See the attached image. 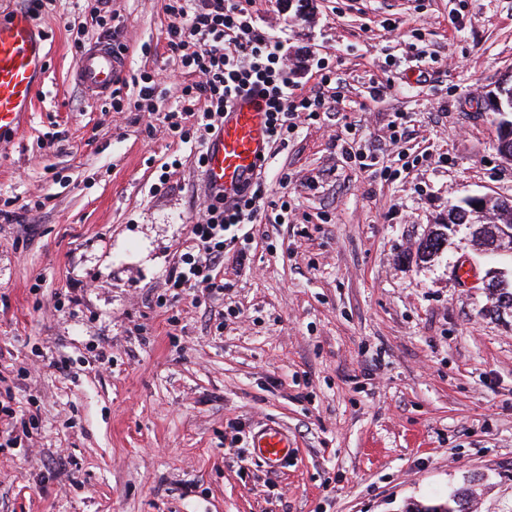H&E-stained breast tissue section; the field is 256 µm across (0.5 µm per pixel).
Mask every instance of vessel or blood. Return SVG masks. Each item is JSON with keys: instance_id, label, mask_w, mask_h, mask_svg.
Segmentation results:
<instances>
[{"instance_id": "b4317fda", "label": "vessel or blood", "mask_w": 512, "mask_h": 512, "mask_svg": "<svg viewBox=\"0 0 512 512\" xmlns=\"http://www.w3.org/2000/svg\"><path fill=\"white\" fill-rule=\"evenodd\" d=\"M47 57L45 37L24 11L0 19V136L15 133L22 113L30 111L36 84ZM121 71L110 46L89 50L78 62L79 82L98 97L108 95ZM263 99L241 94L224 113V121L206 148L207 179L212 192L233 204L241 186L269 153ZM251 454L268 468H278L288 457L287 438L275 428L254 437Z\"/></svg>"}]
</instances>
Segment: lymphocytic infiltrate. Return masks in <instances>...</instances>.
<instances>
[{"label": "lymphocytic infiltrate", "mask_w": 512, "mask_h": 512, "mask_svg": "<svg viewBox=\"0 0 512 512\" xmlns=\"http://www.w3.org/2000/svg\"><path fill=\"white\" fill-rule=\"evenodd\" d=\"M168 37L182 68L199 74L182 89L183 103L164 113L162 121L182 142L206 146L230 99L241 92H259L268 114L270 147H288L298 113L319 118L336 98L332 73L321 74L310 92H295L281 67L279 45L252 22L235 0H169ZM265 175L256 172L234 208L221 196H202L201 215L191 228L192 243L168 274L170 287L186 289L215 280L224 261L226 235L268 215L264 203Z\"/></svg>", "instance_id": "lymphocytic-infiltrate-1"}]
</instances>
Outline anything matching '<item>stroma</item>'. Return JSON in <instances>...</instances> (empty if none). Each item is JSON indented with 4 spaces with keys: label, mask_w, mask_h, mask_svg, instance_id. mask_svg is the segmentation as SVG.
<instances>
[{
    "label": "stroma",
    "mask_w": 512,
    "mask_h": 512,
    "mask_svg": "<svg viewBox=\"0 0 512 512\" xmlns=\"http://www.w3.org/2000/svg\"><path fill=\"white\" fill-rule=\"evenodd\" d=\"M43 2L45 74L0 146V202L17 203L0 216V375L8 423L33 427L0 447V512H410L466 486L476 512H512V318L456 276L511 273L512 256L465 226L435 260L416 252L450 204L512 201L475 105L512 81V0H309L304 19L241 0L298 90L324 69L343 89L269 165L290 223L249 225L246 259L225 246L216 288L180 294L166 276L191 237L195 149L133 107L141 73L163 112L193 81L168 0H111L113 35L98 0ZM111 42L120 111L75 73ZM273 426L292 448L277 470L246 453Z\"/></svg>",
    "instance_id": "35a3bbf8"
}]
</instances>
